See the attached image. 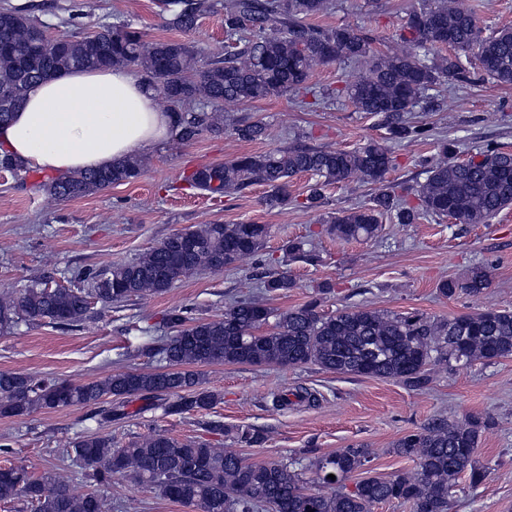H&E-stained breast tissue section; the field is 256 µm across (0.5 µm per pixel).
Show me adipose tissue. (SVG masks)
Instances as JSON below:
<instances>
[{"mask_svg": "<svg viewBox=\"0 0 512 512\" xmlns=\"http://www.w3.org/2000/svg\"><path fill=\"white\" fill-rule=\"evenodd\" d=\"M174 121L129 69L63 70L33 85L0 126V152L55 175L99 170L155 151Z\"/></svg>", "mask_w": 512, "mask_h": 512, "instance_id": "adipose-tissue-1", "label": "adipose tissue"}]
</instances>
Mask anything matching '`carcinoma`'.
<instances>
[{
    "label": "carcinoma",
    "instance_id": "carcinoma-1",
    "mask_svg": "<svg viewBox=\"0 0 512 512\" xmlns=\"http://www.w3.org/2000/svg\"><path fill=\"white\" fill-rule=\"evenodd\" d=\"M166 2V25L183 34L195 30L204 16L224 10V33L235 44L222 54L203 57L189 41L148 42L142 31L125 24H103L82 36H51L27 10L0 8V125L11 119L32 84L61 70L84 67H122L139 73L166 104L165 111L178 114L175 135L185 143L205 131L228 133L244 142L266 139L265 123L232 120L224 115L226 105L284 95L300 109L324 104L336 91L311 84L312 73L336 61L366 67L368 75L342 93L356 111L378 118L390 139L400 142L427 133L409 121V114L428 91L466 79L461 55H474L493 82L512 85V28L487 34L473 9L461 8L455 0H432L409 12L401 35L406 48L394 53L375 50L374 38L350 25L312 24V19L331 10V0ZM442 46L453 48L455 54L433 53ZM456 154L454 140L437 139L426 179L414 193L415 204L387 180L394 157L378 141L354 150L294 145L245 153L199 167L187 182L220 196L263 185L269 189V206L294 203L307 209L321 206L331 184L357 180L375 187L368 203L327 220L326 232L345 242L378 237L388 215L399 224H416L427 217L486 224L512 207V150L486 147L465 161L457 160ZM144 167L143 157L128 156L105 170L48 179L41 188L70 201L129 183ZM299 174L314 177L301 201L288 190L290 179ZM268 233L266 224H204L171 234L132 261L78 272L85 288H53L35 280L0 298V331L20 321L76 325L86 319L92 297L112 304L161 295L199 270L221 272L242 257L261 256ZM261 266L265 292L286 294L295 287L288 271L276 268V262L263 260ZM490 283L489 267L480 264L461 279L441 281L437 290L446 298L460 292L477 297ZM320 306L316 298L279 311L257 296L234 300L211 319L197 318L187 307L176 308L168 317L176 334L158 350L168 370L126 371L82 384L1 371L0 415L90 407L114 397L115 406L98 410L104 425L125 418V399L132 396L162 400L168 414L211 409L220 395L199 388L194 366L314 365L340 376L395 380L422 391L436 371L512 355V311L488 309L435 319L366 307L322 314ZM498 424L492 416L436 419L393 445L396 454L415 463L412 471L364 477L351 490L345 481L370 463L372 451L361 445L341 448L312 463L322 483L323 475H337L336 489L328 494L306 488L294 461L248 462L237 453L159 432L122 447L114 445L112 435L98 433L74 442L72 453L82 474L97 485L128 475L195 512H373L375 505L392 501L411 504L413 512H448L461 476H467L473 487L487 478L488 471L476 459L478 440L483 429ZM233 440L252 448L261 446L265 437L248 427L236 429ZM69 482L67 475L35 479L20 466L0 468V501L22 495L34 512H105L103 498L95 493L75 496Z\"/></svg>",
    "mask_w": 512,
    "mask_h": 512
}]
</instances>
